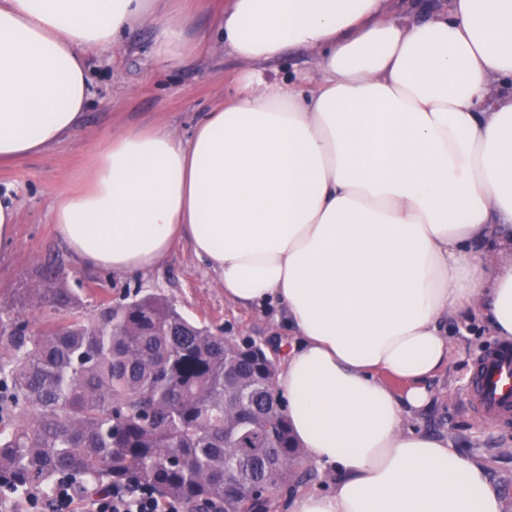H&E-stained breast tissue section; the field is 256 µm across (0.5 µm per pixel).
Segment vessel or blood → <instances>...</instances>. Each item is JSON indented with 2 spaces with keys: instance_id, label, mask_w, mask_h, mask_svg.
Masks as SVG:
<instances>
[{
  "instance_id": "obj_1",
  "label": "vessel or blood",
  "mask_w": 512,
  "mask_h": 512,
  "mask_svg": "<svg viewBox=\"0 0 512 512\" xmlns=\"http://www.w3.org/2000/svg\"><path fill=\"white\" fill-rule=\"evenodd\" d=\"M468 401L481 419L499 426L512 423V346H499L478 359Z\"/></svg>"
}]
</instances>
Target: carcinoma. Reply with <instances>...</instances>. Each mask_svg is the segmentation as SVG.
<instances>
[{
    "mask_svg": "<svg viewBox=\"0 0 512 512\" xmlns=\"http://www.w3.org/2000/svg\"><path fill=\"white\" fill-rule=\"evenodd\" d=\"M16 293L44 320L0 319V487L24 497L67 476L102 493L137 473L188 512H271L239 490L308 477L254 343L156 293L91 314L56 262Z\"/></svg>",
    "mask_w": 512,
    "mask_h": 512,
    "instance_id": "carcinoma-1",
    "label": "carcinoma"
}]
</instances>
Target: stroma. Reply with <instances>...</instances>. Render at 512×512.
Returning a JSON list of instances; mask_svg holds the SVG:
<instances>
[{"mask_svg":"<svg viewBox=\"0 0 512 512\" xmlns=\"http://www.w3.org/2000/svg\"><path fill=\"white\" fill-rule=\"evenodd\" d=\"M156 27L131 26L122 47L90 54V98L82 124L50 150L0 166V194L17 207L16 243L0 256V313L17 314L16 289L34 280L47 260L62 262L67 287L83 285L87 310L100 302H120L141 292L174 301L190 320L233 339L252 337L263 346L287 339L285 326L272 314L228 301L224 289L183 243L156 267L135 275L85 268L68 251L52 222L58 194L75 190L89 177L92 156L106 138L130 129L165 126L188 140L194 123L232 94L241 63L218 49L182 66L163 70L151 59ZM270 76L317 82L321 69L310 52L296 49L266 67ZM451 347L446 368L431 387V405L413 417V425L447 438L456 451L483 463L502 491L504 512H512V426L480 420L466 399L474 359L498 346L481 313L448 318Z\"/></svg>","mask_w":512,"mask_h":512,"instance_id":"stroma-1","label":"stroma"}]
</instances>
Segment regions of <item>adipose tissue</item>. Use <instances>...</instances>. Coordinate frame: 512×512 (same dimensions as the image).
<instances>
[{"label":"adipose tissue","instance_id":"ef3b65f1","mask_svg":"<svg viewBox=\"0 0 512 512\" xmlns=\"http://www.w3.org/2000/svg\"><path fill=\"white\" fill-rule=\"evenodd\" d=\"M158 0H0V164L80 122L85 55L157 21L175 68L203 49ZM225 46L246 68L189 140L108 138L89 186L53 221L83 266L142 273L187 243L227 300L281 309L276 389L309 460L336 473L290 512H503L486 467L411 425L447 365L448 317L512 338V0H451L411 23L394 0H229ZM314 54L308 88L268 81ZM404 384L396 393L389 378ZM266 72L279 79L301 77L315 83L321 77L317 59L310 52L296 49L266 65ZM308 81L306 83L308 84Z\"/></svg>","mask_w":512,"mask_h":512}]
</instances>
